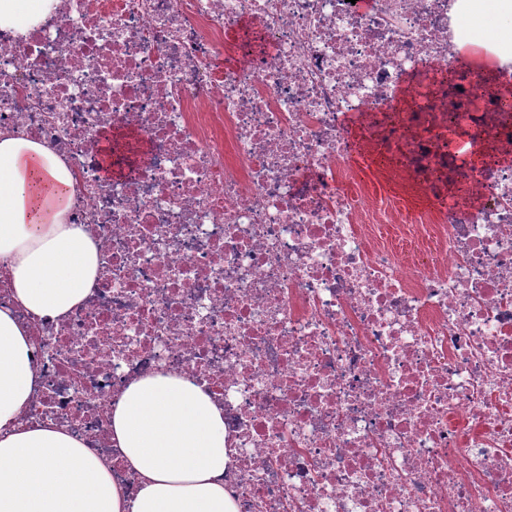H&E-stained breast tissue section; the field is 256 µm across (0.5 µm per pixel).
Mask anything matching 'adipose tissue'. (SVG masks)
Wrapping results in <instances>:
<instances>
[{
    "mask_svg": "<svg viewBox=\"0 0 512 512\" xmlns=\"http://www.w3.org/2000/svg\"><path fill=\"white\" fill-rule=\"evenodd\" d=\"M56 0H0V28L48 22ZM456 59L495 79L512 62V0H459ZM75 180L47 145L0 132V257L10 259L16 308L59 319L93 288L91 235L66 223ZM0 309V512H237L222 477L231 464L224 411L181 376L128 385L112 407V442L140 476L134 498L72 434L22 425L36 384L29 335Z\"/></svg>",
    "mask_w": 512,
    "mask_h": 512,
    "instance_id": "obj_1",
    "label": "adipose tissue"
}]
</instances>
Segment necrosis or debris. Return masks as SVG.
I'll return each instance as SVG.
<instances>
[{
	"label": "necrosis or debris",
	"mask_w": 512,
	"mask_h": 512,
	"mask_svg": "<svg viewBox=\"0 0 512 512\" xmlns=\"http://www.w3.org/2000/svg\"><path fill=\"white\" fill-rule=\"evenodd\" d=\"M457 0H57L0 28V131L54 150L98 250L66 318H28L30 424L134 496L112 404L158 372L224 408L238 512H512V165L448 201L460 131L512 148L499 91L452 70ZM269 50L217 67L245 21ZM375 156L435 210L357 180ZM148 154L107 179L101 136Z\"/></svg>",
	"instance_id": "1"
}]
</instances>
